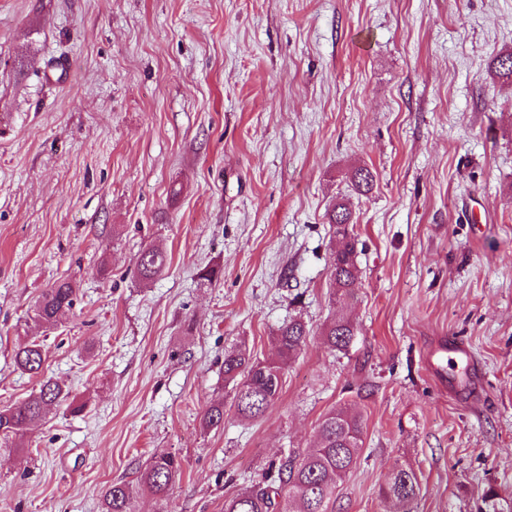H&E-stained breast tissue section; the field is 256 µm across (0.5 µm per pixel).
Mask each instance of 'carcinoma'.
Returning <instances> with one entry per match:
<instances>
[{
	"label": "carcinoma",
	"instance_id": "1",
	"mask_svg": "<svg viewBox=\"0 0 512 512\" xmlns=\"http://www.w3.org/2000/svg\"><path fill=\"white\" fill-rule=\"evenodd\" d=\"M488 75L512 85V51L497 56L488 67ZM373 173L359 168L352 174V183L361 194L371 191ZM334 227L335 251L331 281L339 303L354 298L357 267L355 241L350 233L352 212L342 202L329 212ZM168 255L158 247H148L137 258L136 270L143 282L151 281L167 266ZM75 290L67 281H60L43 292L35 303V315L41 324L60 321L72 309ZM309 329L300 318H292L278 328L274 336L275 354L265 360L253 358L244 345L224 352V381L232 386L233 406L238 417L255 420L262 417L278 398L284 370L305 347ZM325 343L332 349L348 347L354 328L337 307L322 331ZM17 369L37 374L43 365L42 347L36 342L19 348L15 354ZM69 392L59 383L47 380L39 392L14 407L0 410V437L21 438L32 424L41 420L48 408L68 399ZM224 423V404L206 410L202 424L216 428ZM363 443V420L343 408L327 412L318 425L315 445L304 451L292 449L288 454L269 462L261 481L239 490L224 499V512H336L340 484L356 466ZM181 463L176 456L163 453L154 456L138 472L134 482H116L103 493L104 512H136L135 501L141 492L167 498ZM419 489L414 470L394 471L381 495L392 502L412 501Z\"/></svg>",
	"mask_w": 512,
	"mask_h": 512
}]
</instances>
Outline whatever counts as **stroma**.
I'll return each instance as SVG.
<instances>
[{
	"label": "stroma",
	"mask_w": 512,
	"mask_h": 512,
	"mask_svg": "<svg viewBox=\"0 0 512 512\" xmlns=\"http://www.w3.org/2000/svg\"><path fill=\"white\" fill-rule=\"evenodd\" d=\"M507 50L512 0H0V409L48 377L84 407L0 453V512H101L161 453L181 474L137 512H224L334 407L364 421L340 512H512V88L487 74ZM340 198L341 351L321 336ZM152 245L169 264L143 282ZM60 280L75 304L38 324ZM296 315L278 399L238 418L225 348L266 358ZM448 340L466 388L432 364ZM30 341L37 375L14 364ZM408 467L416 498L384 500ZM329 224L334 227L335 238L331 281L334 295L338 296L340 305L323 327L322 336L331 349L342 350L348 347L355 335L353 325L342 313L344 302L354 298L357 280V267L354 261L356 243L350 233V224H354L352 212L344 203L336 202L329 212ZM471 368L470 353L462 346L448 341V370L456 377L464 379Z\"/></svg>",
	"instance_id": "obj_1"
}]
</instances>
